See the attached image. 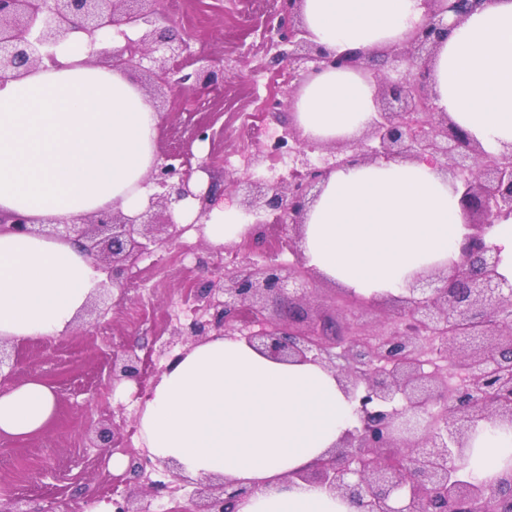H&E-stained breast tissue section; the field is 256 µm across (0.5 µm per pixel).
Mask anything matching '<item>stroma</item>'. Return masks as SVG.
Segmentation results:
<instances>
[{
  "label": "stroma",
  "mask_w": 512,
  "mask_h": 512,
  "mask_svg": "<svg viewBox=\"0 0 512 512\" xmlns=\"http://www.w3.org/2000/svg\"><path fill=\"white\" fill-rule=\"evenodd\" d=\"M174 36L193 34L194 51L224 60L222 94L177 91L175 111L164 113L157 153L189 145L192 165H208L211 201L223 199L225 177L233 174L270 178L286 166H249L257 150L246 115L271 93V77L287 64L271 61L273 48L261 32L271 15L258 8L239 16V0H167ZM214 122L215 142H188L186 128L199 118ZM229 254L209 243L199 227H189L172 244L143 255L116 306L99 304L78 319L66 336L17 343L18 363L12 377L21 383L38 377L49 383L58 401L56 422L27 440L0 438V506L8 512H94L99 503L121 494L139 495L143 480L130 470L110 466L116 450L101 444L95 431L117 424L128 434L137 423L136 402L151 388L170 357L183 350L173 340L177 324L190 323L194 296L226 270ZM127 350L147 361L140 383L112 377L113 350Z\"/></svg>",
  "instance_id": "1"
}]
</instances>
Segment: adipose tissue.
<instances>
[{"instance_id": "1", "label": "adipose tissue", "mask_w": 512, "mask_h": 512, "mask_svg": "<svg viewBox=\"0 0 512 512\" xmlns=\"http://www.w3.org/2000/svg\"><path fill=\"white\" fill-rule=\"evenodd\" d=\"M422 0H303L310 39L337 53L403 44ZM45 64L0 84V216L68 223L102 209L133 216L154 189L159 115L126 74L90 65L73 34ZM436 104L485 149L512 145V0H482L432 61ZM375 81L327 70L300 87L294 119L310 140L355 153L375 116ZM466 217L452 179L424 161H357L332 171L303 217L306 267L365 298L395 293L414 272L447 265ZM235 200L214 203L212 244L240 237ZM108 274L76 244L0 231V340L69 334ZM52 387L33 378L0 392V437L23 440L55 420ZM356 420L334 371L283 362L237 336L213 335L177 353L139 405L151 460L189 482L230 478L250 488L234 512H356L302 481ZM512 465V430L478 431L466 466L494 483Z\"/></svg>"}]
</instances>
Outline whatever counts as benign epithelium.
<instances>
[{
  "label": "benign epithelium",
  "mask_w": 512,
  "mask_h": 512,
  "mask_svg": "<svg viewBox=\"0 0 512 512\" xmlns=\"http://www.w3.org/2000/svg\"><path fill=\"white\" fill-rule=\"evenodd\" d=\"M481 0H424L421 23L399 47L383 50L397 63L396 77L378 81L386 106L366 130L356 156L343 146L325 148L321 164L290 131L289 173L271 180L242 176L232 191L244 190L240 205L254 218L253 230L234 245L244 253L270 246V221L278 223L295 261L241 263L222 286L209 285L203 312L172 334L202 338L210 329L242 336L282 360L320 361L335 369L354 403L357 425L328 456L300 474L351 500L357 512H475L491 500L495 512H512V467L494 484L460 475L465 450L480 423L512 427V281L500 271L499 249L487 230L512 218V149H484L434 103L429 63L436 44L448 37ZM301 0H276L277 44L289 49L275 59L294 64L310 60L308 81L326 69L366 70L367 55L336 54L308 39L299 11ZM164 0H0V83L57 63L55 50L72 34H85L90 56L109 69L146 75L145 91L156 109L166 105L163 89L179 85L208 89L224 81V66L191 51L190 35L173 37ZM137 31L132 39L126 29ZM428 159L459 183L468 216L466 234L448 271L416 274L407 294L392 299L393 327L368 334L354 322L310 317L304 267L299 249L302 218L328 174L353 161ZM193 170L186 156L157 159L147 182L159 188L148 207L134 217L100 210L77 224H33L11 216L16 234H40L71 241L111 270L110 282L122 288L126 264L167 243L176 234L172 205L188 198L201 203L197 219L208 217V195L191 187ZM168 210L157 220L156 208ZM443 350L444 361L464 371L466 386L448 396L443 375L423 354L429 341ZM144 359L112 353V379L141 382ZM250 489L226 478L218 487L195 491L191 506L175 502L176 512H233L231 504Z\"/></svg>",
  "instance_id": "1"
}]
</instances>
